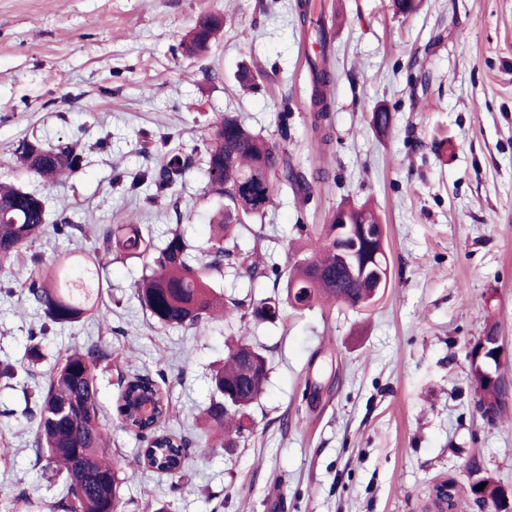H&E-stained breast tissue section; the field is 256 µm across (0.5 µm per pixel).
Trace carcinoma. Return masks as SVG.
<instances>
[{"label": "carcinoma", "instance_id": "obj_1", "mask_svg": "<svg viewBox=\"0 0 512 512\" xmlns=\"http://www.w3.org/2000/svg\"><path fill=\"white\" fill-rule=\"evenodd\" d=\"M325 4L321 0H296L301 26L321 48L318 59L309 63L313 84L311 111L315 121L326 118L330 104L323 89L333 81L328 55V31L324 24ZM220 29L211 16L199 19L181 42L190 56L207 53ZM16 164L45 182L55 183L78 172L83 164L79 144L57 141L45 144L24 138L14 149ZM192 159L180 152L155 168L150 178L158 190L173 187L190 168ZM203 164L207 189L224 198V215L212 225L213 235L198 258L178 231L167 234L156 247L139 224H120L114 228H92L96 240L106 250L151 257L149 272L142 275L134 295L155 324L168 328L196 329L199 326L244 311V302L226 299L212 285L213 273H220L224 260L233 256L226 243L243 230L249 221L263 216L272 205L277 183L292 184L306 193L309 183L297 175L288 155L272 141L246 126L233 112L216 120L206 143ZM250 184L251 204L241 210L235 202L242 182ZM343 218L321 225L310 255L294 258L286 268V303L294 308L314 303H340L351 308L366 306L372 292L371 274L390 268L387 252L371 239L360 236V225L376 224L379 218L372 205H344L337 209ZM45 203L37 194L13 184L0 183V262H8L18 252L39 240L45 231ZM349 251L366 275L353 276L340 254ZM29 300L51 323L72 325L84 318L101 322L108 312L98 299L104 285L100 277L98 252L64 258L52 268L41 269L36 277L21 284ZM282 311L281 302L269 298L252 308L253 317L272 321ZM471 347L470 379L478 405L488 400L512 397L499 378L500 361H488L490 354L476 358ZM105 357L97 344L84 350L65 353L44 386L34 406L25 412L36 427V454L46 457L51 475H62L64 495L55 502L56 512H122L119 496V471L107 459L110 437L101 423L98 400L97 361ZM268 360L259 346L246 341L227 345L224 367L212 377V400L203 421L224 435V444L233 446L241 438L243 418L260 398L267 381ZM117 412L127 424L123 428L146 443L141 463L148 470L176 476L197 443L184 435L168 433L163 422L169 416V402L156 382L135 376L122 385ZM470 472L485 484L495 512L504 509V488L494 478L481 474L476 460Z\"/></svg>", "mask_w": 512, "mask_h": 512}]
</instances>
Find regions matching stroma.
<instances>
[{
	"instance_id": "1",
	"label": "stroma",
	"mask_w": 512,
	"mask_h": 512,
	"mask_svg": "<svg viewBox=\"0 0 512 512\" xmlns=\"http://www.w3.org/2000/svg\"><path fill=\"white\" fill-rule=\"evenodd\" d=\"M335 79L322 124L310 110L308 52L295 0H0V181L37 193L50 224L0 270V512H47L61 495L37 463L23 413L60 357L98 343L102 423L123 479L124 512H437L434 487L455 480L453 512H482L470 460L512 493V408L483 417L470 347L496 326L512 377V0H324ZM224 16L201 58L180 42L199 15ZM258 76L241 88L245 67ZM392 115L387 131L373 110ZM278 143L310 185H280L259 235L238 241L285 267L345 203H370L385 227L391 281L367 309L284 307L181 330L154 325L133 295L144 262L104 256L107 324L47 326L19 285L34 266L96 246L87 227L139 224L155 240L179 228L206 246L224 200L207 190L203 146L219 114ZM288 136L280 138L279 123ZM327 146H320L321 136ZM77 141L83 167L55 183L19 169V140ZM194 164L171 189L143 182L169 151ZM284 277L249 278L231 261L214 284L256 303L284 297ZM41 344L27 353L30 336ZM269 351L271 371L236 447L198 415L231 339ZM149 375L170 405L169 431L197 438L181 478L139 467V441L115 406L121 378ZM32 506L12 508L18 490Z\"/></svg>"
}]
</instances>
